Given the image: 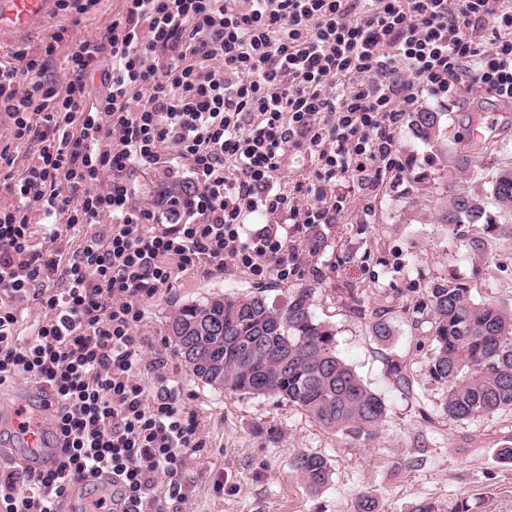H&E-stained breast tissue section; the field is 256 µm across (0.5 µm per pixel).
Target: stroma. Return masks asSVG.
<instances>
[{
	"instance_id": "stroma-1",
	"label": "stroma",
	"mask_w": 512,
	"mask_h": 512,
	"mask_svg": "<svg viewBox=\"0 0 512 512\" xmlns=\"http://www.w3.org/2000/svg\"><path fill=\"white\" fill-rule=\"evenodd\" d=\"M123 5L99 0L83 15L53 12L27 33L1 36L0 58L38 49L63 26L68 37L53 71L64 75L71 45L104 32ZM417 107L443 113L437 143H423L401 120L396 137L409 166L383 174L373 187L349 191L336 223L318 227L328 240L324 252H306L304 240H296L302 261L294 274L260 280L232 266L177 267L171 287L143 301L135 333L145 340L144 352L168 360L187 411L200 420L203 446L184 477L188 498L179 512H354L365 492L377 497L380 512H409L420 500L448 512L462 499L472 512H512V462L501 457L512 448V412L448 419L445 389L429 373L431 317L413 310L433 281L466 285L476 300L512 308V214L491 204L487 211L497 229L467 224L455 233L440 223L438 212L448 195L483 190L499 169L512 168V106L465 90L455 100L425 98ZM482 114L492 122L477 139L471 125ZM465 149L472 164L461 170L452 156ZM472 239L484 241V249H471ZM260 281L275 288L313 286V310L335 328L337 354L386 402L387 419L373 438L326 431L271 397L213 389L185 368L168 341L178 305L245 293ZM380 316L393 329L385 343L372 333ZM393 362L406 368L408 389L394 384L388 373ZM270 428L278 432L272 442L265 435ZM300 452L323 455L332 464L331 482L320 493L306 491L289 468Z\"/></svg>"
}]
</instances>
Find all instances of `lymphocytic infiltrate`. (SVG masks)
Listing matches in <instances>:
<instances>
[{
	"label": "lymphocytic infiltrate",
	"mask_w": 512,
	"mask_h": 512,
	"mask_svg": "<svg viewBox=\"0 0 512 512\" xmlns=\"http://www.w3.org/2000/svg\"><path fill=\"white\" fill-rule=\"evenodd\" d=\"M66 33L0 61V110L14 139L39 143L0 180V387L40 386L60 441L54 469H0V512H168L203 442L167 361L146 359L134 333L143 300L175 264L287 278L295 238L344 209L338 183L403 171L405 106L453 98L463 73L512 104V0H124L60 81ZM298 148L313 177L283 185ZM166 150L192 187L167 225L129 179L172 175ZM278 214L287 224L246 233L247 217ZM46 221L94 230L63 262L33 243ZM30 300L44 316L26 337Z\"/></svg>",
	"instance_id": "f902f5d3"
}]
</instances>
